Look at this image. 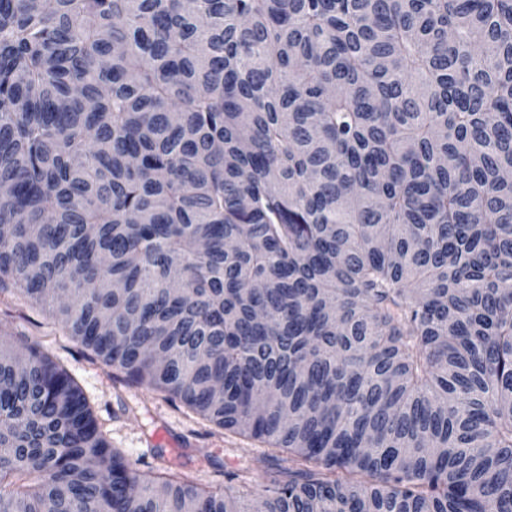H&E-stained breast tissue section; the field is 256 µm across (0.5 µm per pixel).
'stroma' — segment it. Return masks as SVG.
<instances>
[{
	"mask_svg": "<svg viewBox=\"0 0 512 512\" xmlns=\"http://www.w3.org/2000/svg\"><path fill=\"white\" fill-rule=\"evenodd\" d=\"M26 337L29 344L48 353L74 378L93 409L97 422L114 449L121 452L133 474L158 467L156 449L177 462L182 454H208L216 464L198 472L202 486L222 489L231 473L249 469L258 496L265 477L285 466L284 455L269 456L259 440L216 428L180 403L147 386L127 384L121 373L93 358L64 327L32 308L20 295L0 294V334Z\"/></svg>",
	"mask_w": 512,
	"mask_h": 512,
	"instance_id": "35a3bbf8",
	"label": "stroma"
}]
</instances>
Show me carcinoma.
Here are the masks:
<instances>
[{"instance_id":"cac0c4a2","label":"carcinoma","mask_w":512,"mask_h":512,"mask_svg":"<svg viewBox=\"0 0 512 512\" xmlns=\"http://www.w3.org/2000/svg\"><path fill=\"white\" fill-rule=\"evenodd\" d=\"M512 0H0V292L288 453L265 512H512ZM130 475L0 337V512Z\"/></svg>"}]
</instances>
